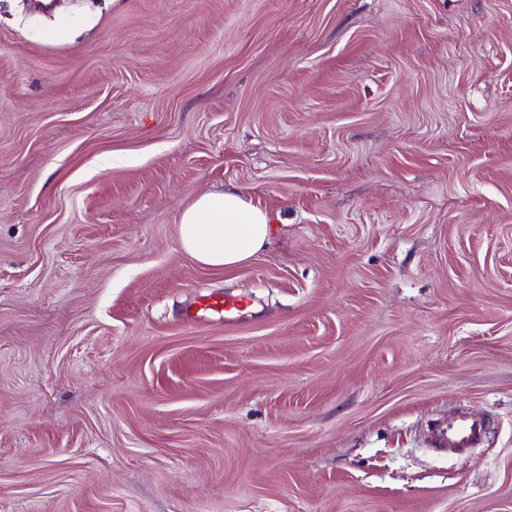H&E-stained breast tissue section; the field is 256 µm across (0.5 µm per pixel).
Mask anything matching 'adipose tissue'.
Returning <instances> with one entry per match:
<instances>
[{
    "label": "adipose tissue",
    "instance_id": "1",
    "mask_svg": "<svg viewBox=\"0 0 512 512\" xmlns=\"http://www.w3.org/2000/svg\"><path fill=\"white\" fill-rule=\"evenodd\" d=\"M272 216L236 190L203 194L178 220L182 249L202 265L231 269L262 250Z\"/></svg>",
    "mask_w": 512,
    "mask_h": 512
}]
</instances>
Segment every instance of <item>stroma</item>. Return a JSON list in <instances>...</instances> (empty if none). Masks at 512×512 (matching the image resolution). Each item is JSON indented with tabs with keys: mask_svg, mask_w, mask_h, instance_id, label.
I'll use <instances>...</instances> for the list:
<instances>
[{
	"mask_svg": "<svg viewBox=\"0 0 512 512\" xmlns=\"http://www.w3.org/2000/svg\"><path fill=\"white\" fill-rule=\"evenodd\" d=\"M59 10L0 0V512H512V0ZM271 214L237 190L203 194L180 212L182 249L204 266L231 269L262 250ZM235 301H229L224 296H206L196 312V317L231 316L239 311ZM485 433L486 425L482 419L458 414L448 418L443 441L448 446V453L461 454L482 443Z\"/></svg>",
	"mask_w": 512,
	"mask_h": 512,
	"instance_id": "obj_1",
	"label": "stroma"
}]
</instances>
